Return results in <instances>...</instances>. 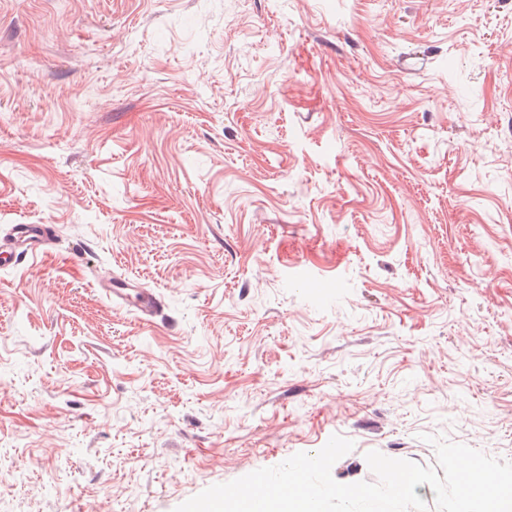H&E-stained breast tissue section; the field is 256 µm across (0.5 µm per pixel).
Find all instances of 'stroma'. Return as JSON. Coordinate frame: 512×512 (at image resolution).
Listing matches in <instances>:
<instances>
[{
  "label": "stroma",
  "instance_id": "35a3bbf8",
  "mask_svg": "<svg viewBox=\"0 0 512 512\" xmlns=\"http://www.w3.org/2000/svg\"><path fill=\"white\" fill-rule=\"evenodd\" d=\"M0 512H174L331 436L512 462V0H0ZM109 273L164 302L147 318ZM55 237L52 226L47 224H14L10 238L0 242V263H11L20 254H43ZM98 288L106 295L112 298V301L120 306L133 305L140 312L147 316H153L158 309L159 301L157 297L146 289L136 292L134 301H129V293L125 292L128 288L124 281L112 278L107 275H100L97 279Z\"/></svg>",
  "mask_w": 512,
  "mask_h": 512
}]
</instances>
